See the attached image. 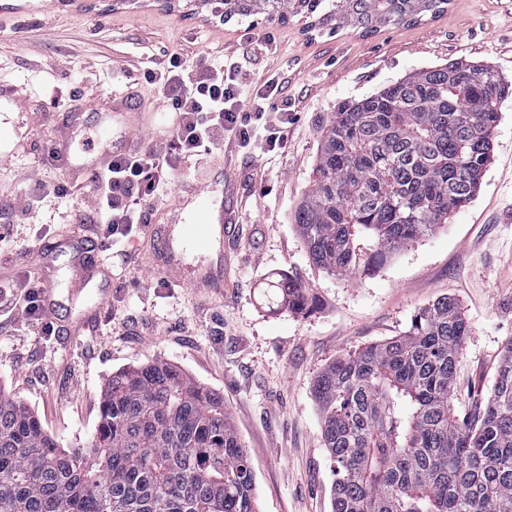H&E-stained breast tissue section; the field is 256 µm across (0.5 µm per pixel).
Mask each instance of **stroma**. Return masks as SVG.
<instances>
[{"mask_svg": "<svg viewBox=\"0 0 512 512\" xmlns=\"http://www.w3.org/2000/svg\"><path fill=\"white\" fill-rule=\"evenodd\" d=\"M31 2L44 7L39 20L0 21V280L46 266L57 333L43 335L17 313L0 317V382L60 447H82L95 433L113 373L164 359L223 395L248 452L260 512H332L315 376L339 356L403 335L418 310L445 295L459 302L468 324L453 407L462 418L474 411L512 340V96L476 198L381 266L327 274L309 260L292 213L310 186L322 125L343 103L457 60L494 67L512 84V0H449L442 14L368 34L352 27L332 33L302 14L261 12L218 24L192 0H133L119 10L110 0L83 9ZM260 31L275 34L276 53L258 48ZM173 54L236 62L249 92L276 76L296 114L282 148H230L182 162L170 192L152 204V223L200 224L218 218L224 182H236L243 205L232 285H170L159 252L133 236L97 255L111 287L73 288L63 236L95 215L84 202V180L46 164L43 148L67 137L65 116L77 112L82 133L71 152L92 156L98 114L115 96L131 106L112 118L113 148L136 137L167 144L168 110L142 72ZM61 183L64 198L52 192ZM283 275L309 288L315 311L263 305L261 289ZM97 303L100 313L85 322Z\"/></svg>", "mask_w": 512, "mask_h": 512, "instance_id": "obj_1", "label": "stroma"}]
</instances>
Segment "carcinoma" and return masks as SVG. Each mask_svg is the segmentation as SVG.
Instances as JSON below:
<instances>
[{"label": "carcinoma", "instance_id": "1", "mask_svg": "<svg viewBox=\"0 0 512 512\" xmlns=\"http://www.w3.org/2000/svg\"><path fill=\"white\" fill-rule=\"evenodd\" d=\"M256 0H224L250 17ZM366 33L448 0H264ZM508 84L462 62L420 70L334 112L310 187L294 212L310 261L346 276L434 233L470 203L491 160ZM267 301L309 313L316 298L288 277ZM468 335L458 302L419 310L405 335L342 355L312 396L333 468L332 512H512V341L470 421L452 407ZM0 512H259L255 476L224 396L162 360L112 375L89 445L60 447L38 416L0 388Z\"/></svg>", "mask_w": 512, "mask_h": 512}]
</instances>
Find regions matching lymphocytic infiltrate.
<instances>
[{"label": "lymphocytic infiltrate", "instance_id": "f902f5d3", "mask_svg": "<svg viewBox=\"0 0 512 512\" xmlns=\"http://www.w3.org/2000/svg\"><path fill=\"white\" fill-rule=\"evenodd\" d=\"M236 64L223 65L198 56H170L163 71H145L157 85L172 119L167 147L138 145L113 152L104 166L88 177L87 190L98 218L96 240L102 250L114 241L139 236L148 222L146 207L167 186L176 162L213 156L229 143L250 145L256 128L265 131V148L274 151L287 138L291 112L274 79H265L253 97L243 95ZM41 279L0 281L5 303L27 319L40 321L44 311Z\"/></svg>", "mask_w": 512, "mask_h": 512}]
</instances>
